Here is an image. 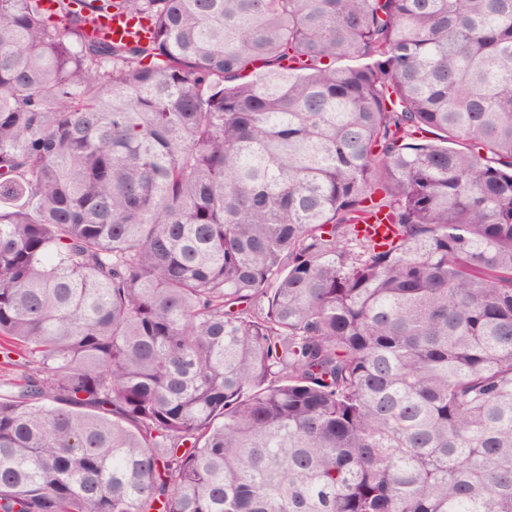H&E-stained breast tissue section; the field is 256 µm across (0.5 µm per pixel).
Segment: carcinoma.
<instances>
[{
	"label": "carcinoma",
	"mask_w": 512,
	"mask_h": 512,
	"mask_svg": "<svg viewBox=\"0 0 512 512\" xmlns=\"http://www.w3.org/2000/svg\"><path fill=\"white\" fill-rule=\"evenodd\" d=\"M0 363V512H512V0H0ZM104 27L112 41L115 42H124L145 36L140 22L132 20L116 10L112 12V17L104 20Z\"/></svg>",
	"instance_id": "1"
}]
</instances>
